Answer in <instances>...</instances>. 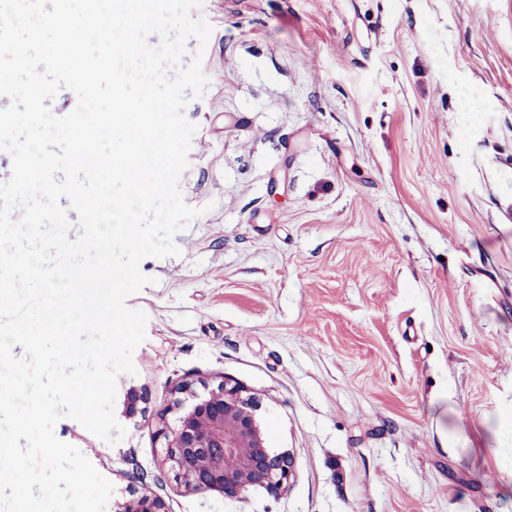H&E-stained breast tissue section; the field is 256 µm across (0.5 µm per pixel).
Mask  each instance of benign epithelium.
Returning <instances> with one entry per match:
<instances>
[{
	"label": "benign epithelium",
	"mask_w": 512,
	"mask_h": 512,
	"mask_svg": "<svg viewBox=\"0 0 512 512\" xmlns=\"http://www.w3.org/2000/svg\"><path fill=\"white\" fill-rule=\"evenodd\" d=\"M177 397L159 417L155 437L162 462L184 487L240 500L252 488L277 496L294 478V456L268 447L257 419L259 400L226 378L215 388L179 382ZM147 398L144 387L126 389L122 414L131 419ZM116 512H165L160 499L144 494Z\"/></svg>",
	"instance_id": "obj_1"
}]
</instances>
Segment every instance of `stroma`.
<instances>
[{
  "label": "stroma",
  "instance_id": "1",
  "mask_svg": "<svg viewBox=\"0 0 512 512\" xmlns=\"http://www.w3.org/2000/svg\"><path fill=\"white\" fill-rule=\"evenodd\" d=\"M179 185L199 216L151 285L142 415L56 436L166 512H512V0H203ZM477 113L465 123L464 105ZM230 378L294 455L281 495L185 489L153 432L177 383Z\"/></svg>",
  "mask_w": 512,
  "mask_h": 512
}]
</instances>
